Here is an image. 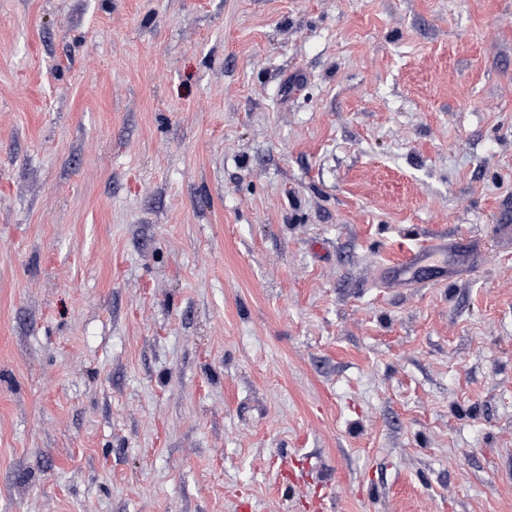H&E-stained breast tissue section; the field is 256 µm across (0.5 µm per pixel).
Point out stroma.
Listing matches in <instances>:
<instances>
[{"label":"stroma","mask_w":512,"mask_h":512,"mask_svg":"<svg viewBox=\"0 0 512 512\" xmlns=\"http://www.w3.org/2000/svg\"><path fill=\"white\" fill-rule=\"evenodd\" d=\"M505 224L512 0H0V512H512ZM448 240L438 239L420 246L413 254L410 261L399 268V281H404L406 284L415 283V272L417 268L432 266L439 259L452 251L463 250L464 245H471L475 242L470 240ZM406 278H401L406 276Z\"/></svg>","instance_id":"obj_1"}]
</instances>
